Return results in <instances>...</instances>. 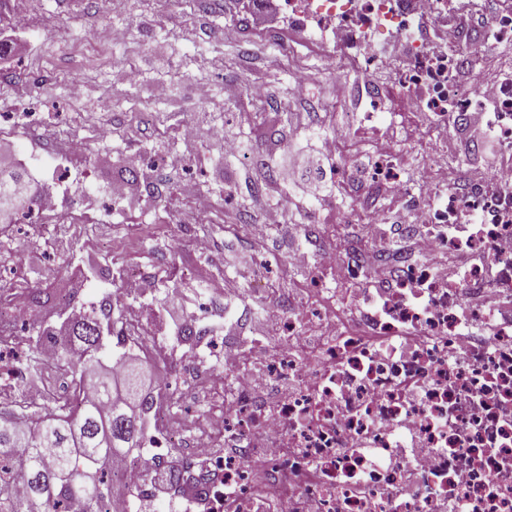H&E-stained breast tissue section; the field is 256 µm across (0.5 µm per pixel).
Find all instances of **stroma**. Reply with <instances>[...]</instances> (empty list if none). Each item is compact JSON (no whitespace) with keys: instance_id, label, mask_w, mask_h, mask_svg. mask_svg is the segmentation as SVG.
Segmentation results:
<instances>
[{"instance_id":"1","label":"stroma","mask_w":512,"mask_h":512,"mask_svg":"<svg viewBox=\"0 0 512 512\" xmlns=\"http://www.w3.org/2000/svg\"><path fill=\"white\" fill-rule=\"evenodd\" d=\"M270 9L269 0H120L104 9L97 0H26L25 9L0 35L13 49L0 68L21 83L19 96L0 99V110L11 113L16 127L31 123L78 130L88 140L85 155L69 160L82 183L76 191L62 184L59 161L45 143L21 138L14 167L40 193H48L108 227L112 244L101 234L81 230L62 237L32 225L21 228L9 248H0V270H7L10 252L24 255L28 292L40 294L31 320L56 325L68 301L90 302L100 286L124 287L119 271L127 267L152 272L158 288L199 289L201 279L233 274L231 256L247 237H235L230 224L241 209L274 211L281 229L269 238L279 285L289 291L303 287L307 273L289 269L285 256L293 245L287 227L297 220V204L310 197L284 189L271 180L268 166H279L288 153L305 143L307 129L337 136L336 159L326 167L327 194L348 199L341 181L363 180L371 156L368 144L350 150L343 136L342 110H356L351 95L337 96L340 80L324 71L318 59L308 62L313 92L323 106L312 108L292 99L293 74L276 43L245 46L224 39V24L237 7ZM124 29L127 42L101 48L97 31ZM241 85L266 84L280 107L263 108L248 96L226 99L225 77ZM303 125H296V117ZM223 124L226 136L244 140L245 159L225 160L212 145L184 143L178 127L200 119ZM111 135L98 138L101 127ZM145 151L139 178L129 173L131 150ZM210 195L211 219L197 226L216 243L202 256L191 250L177 224L175 205L186 185ZM139 225L141 241L123 242L126 227ZM95 262L99 274L85 279L79 269Z\"/></svg>"}]
</instances>
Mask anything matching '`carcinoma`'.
<instances>
[{"mask_svg":"<svg viewBox=\"0 0 512 512\" xmlns=\"http://www.w3.org/2000/svg\"><path fill=\"white\" fill-rule=\"evenodd\" d=\"M21 196L37 206L24 175L0 160V215ZM112 309L69 318L56 331H30L28 354L12 359L19 376L40 383L46 367L40 359L43 341L57 351V365L71 374L68 406L39 413L21 425L13 413H0V512H108L113 500L112 462L145 440L141 412L152 392L142 388L137 357L121 376L102 371L104 336L112 334Z\"/></svg>","mask_w":512,"mask_h":512,"instance_id":"cac0c4a2","label":"carcinoma"}]
</instances>
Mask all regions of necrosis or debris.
Returning a JSON list of instances; mask_svg holds the SVG:
<instances>
[{
    "instance_id": "necrosis-or-debris-1",
    "label": "necrosis or debris",
    "mask_w": 512,
    "mask_h": 512,
    "mask_svg": "<svg viewBox=\"0 0 512 512\" xmlns=\"http://www.w3.org/2000/svg\"><path fill=\"white\" fill-rule=\"evenodd\" d=\"M481 0H281L284 28L253 14L224 27L231 40L267 32L295 64L297 98L311 101L307 57L356 87L372 116L400 97L425 152L427 188L403 178L402 152L369 127L374 167L348 227L305 213L319 255L307 287L263 277L266 339L244 346L189 311L174 350L141 307L109 295L122 350L169 365L207 406L176 417L154 397L155 436L114 468L120 512L166 496L183 512H512V68L487 85L482 61L512 48V0H497L488 33L470 18ZM485 113L503 165L452 174L457 131ZM392 208L366 205L365 196ZM401 235L377 249L381 226ZM343 275L337 296L330 283ZM26 290L0 291V352L27 322Z\"/></svg>"
}]
</instances>
